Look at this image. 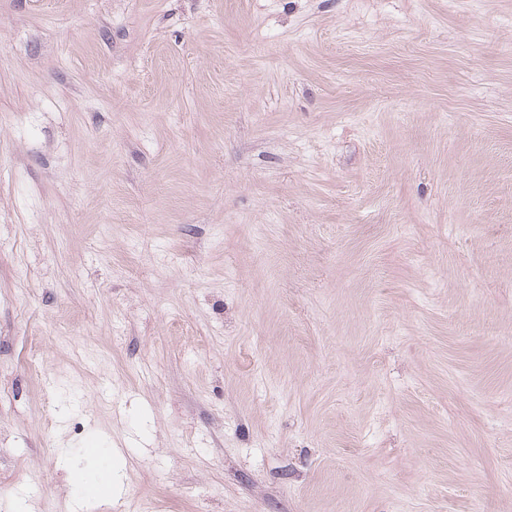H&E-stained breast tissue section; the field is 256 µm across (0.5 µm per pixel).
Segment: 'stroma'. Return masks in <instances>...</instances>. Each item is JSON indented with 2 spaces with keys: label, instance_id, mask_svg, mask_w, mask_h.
<instances>
[{
  "label": "stroma",
  "instance_id": "1",
  "mask_svg": "<svg viewBox=\"0 0 512 512\" xmlns=\"http://www.w3.org/2000/svg\"><path fill=\"white\" fill-rule=\"evenodd\" d=\"M0 512H512V0H0Z\"/></svg>",
  "mask_w": 512,
  "mask_h": 512
}]
</instances>
